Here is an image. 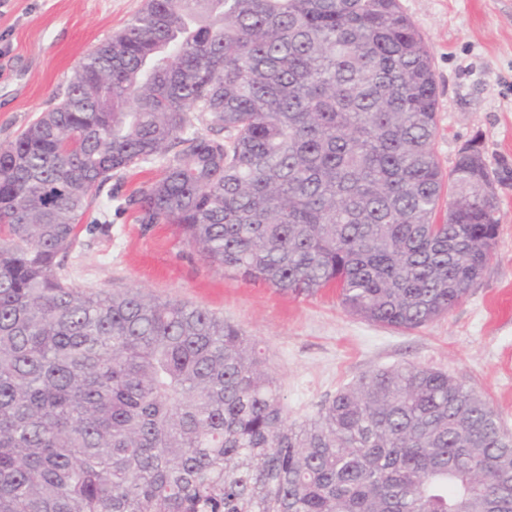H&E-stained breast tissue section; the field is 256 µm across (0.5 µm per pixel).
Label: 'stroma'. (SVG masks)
I'll list each match as a JSON object with an SVG mask.
<instances>
[{
    "mask_svg": "<svg viewBox=\"0 0 512 512\" xmlns=\"http://www.w3.org/2000/svg\"><path fill=\"white\" fill-rule=\"evenodd\" d=\"M145 0H0V146L54 106L76 66ZM432 56L434 148L444 169L479 138L490 165L512 163V0H399ZM499 237L481 278L445 317L401 331L354 316L336 291L295 295L210 266L166 224L113 212L65 260L88 292L141 290L208 309L241 328L277 378L289 421L377 369L408 363L482 393L512 432V184L496 188Z\"/></svg>",
    "mask_w": 512,
    "mask_h": 512,
    "instance_id": "obj_1",
    "label": "stroma"
}]
</instances>
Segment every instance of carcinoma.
I'll use <instances>...</instances> for the list:
<instances>
[{
  "label": "carcinoma",
  "instance_id": "cac0c4a2",
  "mask_svg": "<svg viewBox=\"0 0 512 512\" xmlns=\"http://www.w3.org/2000/svg\"><path fill=\"white\" fill-rule=\"evenodd\" d=\"M76 72L0 147V512H512V435L448 373L371 371L297 425L239 327L64 272L104 187L157 160L122 209L210 265L397 329L446 316L512 166L472 143L442 168L399 0H146Z\"/></svg>",
  "mask_w": 512,
  "mask_h": 512
}]
</instances>
